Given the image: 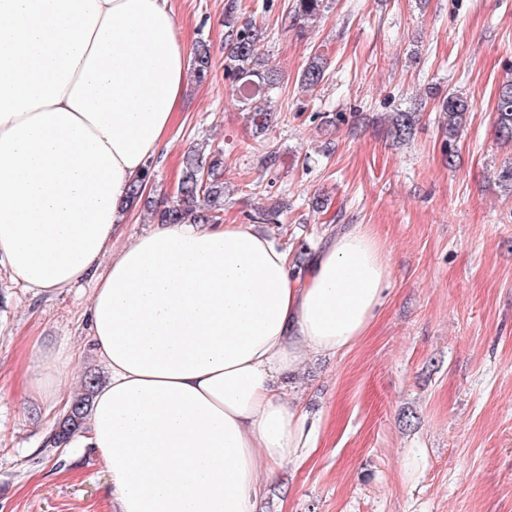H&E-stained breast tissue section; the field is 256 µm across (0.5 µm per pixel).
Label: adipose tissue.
<instances>
[{
  "label": "adipose tissue",
  "mask_w": 512,
  "mask_h": 512,
  "mask_svg": "<svg viewBox=\"0 0 512 512\" xmlns=\"http://www.w3.org/2000/svg\"><path fill=\"white\" fill-rule=\"evenodd\" d=\"M187 68L170 0H0V270L37 294L95 283L109 378L71 442L105 465L114 512H256L264 479L319 442L296 377L365 336L391 279L363 224L302 270L246 224L119 245ZM75 360L39 351L27 389L61 399Z\"/></svg>",
  "instance_id": "1"
}]
</instances>
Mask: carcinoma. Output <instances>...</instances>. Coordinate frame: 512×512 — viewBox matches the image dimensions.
I'll return each mask as SVG.
<instances>
[{
    "instance_id": "carcinoma-1",
    "label": "carcinoma",
    "mask_w": 512,
    "mask_h": 512,
    "mask_svg": "<svg viewBox=\"0 0 512 512\" xmlns=\"http://www.w3.org/2000/svg\"><path fill=\"white\" fill-rule=\"evenodd\" d=\"M327 0H293L287 13L289 26L296 27L312 20L326 10ZM224 76L231 82L233 91L247 106V121L259 133L271 125L273 97L276 89L274 67L258 52L261 31L251 19L239 14L236 0L228 2L224 12ZM327 58L315 53L302 70L299 82L308 91L315 90L325 77ZM212 70L210 44L201 41L193 52L191 83L201 85L207 81ZM470 101L454 93L443 96L440 112L443 115L442 131L450 140L462 134L466 124V113ZM419 115L414 110H400L390 114L389 134L398 143L413 137ZM496 126L500 139L512 142V83L499 88L496 105ZM207 170L208 180L198 179L199 172ZM152 219L157 224H220L224 221V149L198 147L185 156L182 176L177 193L164 204L148 206ZM95 379L86 378L85 392L73 398L66 417L57 427L53 444L60 447L71 436L82 429L90 406V396Z\"/></svg>"
}]
</instances>
